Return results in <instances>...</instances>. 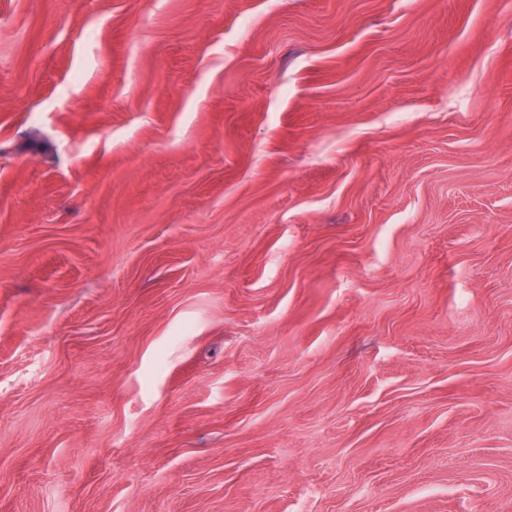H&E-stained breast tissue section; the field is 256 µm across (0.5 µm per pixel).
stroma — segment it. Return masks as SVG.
I'll list each match as a JSON object with an SVG mask.
<instances>
[{
	"instance_id": "1",
	"label": "stroma",
	"mask_w": 512,
	"mask_h": 512,
	"mask_svg": "<svg viewBox=\"0 0 512 512\" xmlns=\"http://www.w3.org/2000/svg\"><path fill=\"white\" fill-rule=\"evenodd\" d=\"M0 512H512V0H0Z\"/></svg>"
}]
</instances>
